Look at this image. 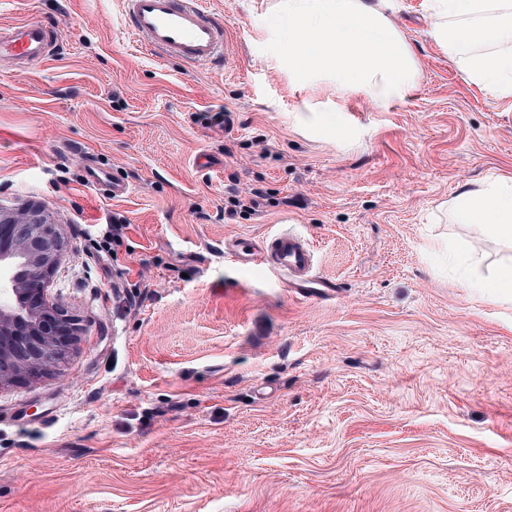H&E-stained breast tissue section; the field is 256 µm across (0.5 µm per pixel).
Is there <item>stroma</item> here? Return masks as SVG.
<instances>
[{
  "label": "stroma",
  "instance_id": "obj_1",
  "mask_svg": "<svg viewBox=\"0 0 512 512\" xmlns=\"http://www.w3.org/2000/svg\"><path fill=\"white\" fill-rule=\"evenodd\" d=\"M277 2L199 0L225 57L195 65L130 37L122 0H0L57 36L0 65V206L51 212L48 289L87 326L0 390V512H512V301L449 255L487 276L512 253L449 207L512 176V100L391 0L417 88L337 130L305 107L328 89L288 80ZM286 230L333 294L226 252Z\"/></svg>",
  "mask_w": 512,
  "mask_h": 512
}]
</instances>
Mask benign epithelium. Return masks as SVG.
Segmentation results:
<instances>
[{"mask_svg":"<svg viewBox=\"0 0 512 512\" xmlns=\"http://www.w3.org/2000/svg\"><path fill=\"white\" fill-rule=\"evenodd\" d=\"M63 249L44 207L0 209V270L15 296L13 306L0 307V390L54 372L65 351L85 335L79 320L47 291Z\"/></svg>","mask_w":512,"mask_h":512,"instance_id":"7a95c632","label":"benign epithelium"}]
</instances>
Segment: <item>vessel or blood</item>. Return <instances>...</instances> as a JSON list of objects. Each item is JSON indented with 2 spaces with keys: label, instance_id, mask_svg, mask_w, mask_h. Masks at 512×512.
Here are the masks:
<instances>
[{
  "label": "vessel or blood",
  "instance_id": "obj_1",
  "mask_svg": "<svg viewBox=\"0 0 512 512\" xmlns=\"http://www.w3.org/2000/svg\"><path fill=\"white\" fill-rule=\"evenodd\" d=\"M123 5L128 33L143 39L157 59L205 65L224 54V29L208 18L197 0H123ZM52 38L50 30L33 21L0 31V60L45 61ZM234 257L287 277L289 287L305 297L328 288L312 273L311 245L290 231L269 236L258 248L248 239H239Z\"/></svg>",
  "mask_w": 512,
  "mask_h": 512
}]
</instances>
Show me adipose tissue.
Masks as SVG:
<instances>
[{
  "label": "adipose tissue",
  "mask_w": 512,
  "mask_h": 512,
  "mask_svg": "<svg viewBox=\"0 0 512 512\" xmlns=\"http://www.w3.org/2000/svg\"><path fill=\"white\" fill-rule=\"evenodd\" d=\"M429 35L459 63L466 80L512 99V0H426ZM389 0H281L271 19L285 29L283 57L301 85L329 84L336 112L362 96L402 100L417 85L418 62L392 21ZM458 217L512 244V177L463 188L451 202Z\"/></svg>",
  "instance_id": "1"
}]
</instances>
